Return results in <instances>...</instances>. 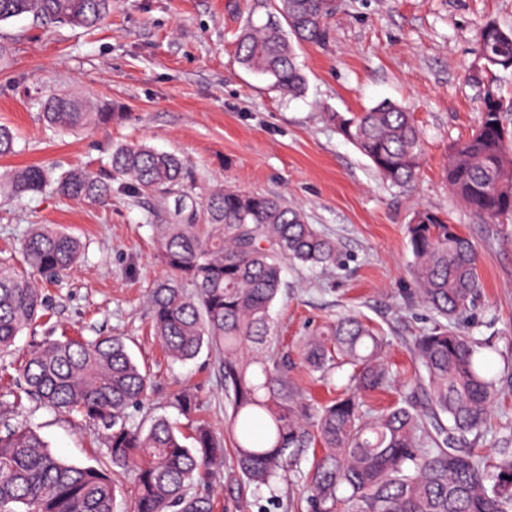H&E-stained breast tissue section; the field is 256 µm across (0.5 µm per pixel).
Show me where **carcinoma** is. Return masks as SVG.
<instances>
[{
	"label": "carcinoma",
	"mask_w": 512,
	"mask_h": 512,
	"mask_svg": "<svg viewBox=\"0 0 512 512\" xmlns=\"http://www.w3.org/2000/svg\"><path fill=\"white\" fill-rule=\"evenodd\" d=\"M331 8V0H273L274 19L238 35L239 63L272 77L290 96L303 93L295 43L325 42ZM111 12L112 0H0V21L31 15L90 27ZM477 52L512 64V31L484 24ZM484 101L497 109L482 111L476 130L452 147L445 180L466 208L493 223L512 214V130L505 123L512 104ZM113 116L111 107H94L78 94L49 96L43 112L60 133L109 125ZM327 118L386 180L402 186L417 180L423 137L404 108L382 102ZM15 153L14 135L0 126V157ZM115 179L130 197L175 196L177 221L153 225L158 256L172 272L149 295L153 329L174 361L192 360L205 347L224 354L228 426L237 431L236 461L247 481L269 485L319 446L322 453L306 474L309 512H512V448L492 456L471 448L488 430L502 377L490 369L497 350L459 328L482 282L476 246L458 225L423 210L407 226L411 298L440 322L416 337L418 373L398 401L379 411L366 404L393 378L383 357L386 340L345 314L316 331L301 352L308 372L322 381L350 368L349 387L315 405L289 380L288 360L270 348L271 312L285 265L338 268L336 241L277 195L216 188L187 204L192 178L184 162L142 143L114 147L108 167L97 171L55 177L31 165L0 173V184L16 197L50 184L63 197L94 203L112 198ZM24 252L37 274L59 277L77 266L81 243L41 224L27 235ZM43 311L40 288L1 260L0 354L10 352ZM20 376L16 400L25 396L80 416L101 431L105 462L67 463L33 428L6 424L0 512H114L117 477L128 471L135 483L132 512H211L209 496L190 489L223 463L224 442L199 424L189 447L166 418L147 428L132 418L130 410L146 403L149 381L121 337L45 338L29 351Z\"/></svg>",
	"instance_id": "carcinoma-1"
}]
</instances>
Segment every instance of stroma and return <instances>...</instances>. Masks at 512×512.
Masks as SVG:
<instances>
[{"label": "stroma", "mask_w": 512, "mask_h": 512, "mask_svg": "<svg viewBox=\"0 0 512 512\" xmlns=\"http://www.w3.org/2000/svg\"><path fill=\"white\" fill-rule=\"evenodd\" d=\"M270 0H112V16L86 30L29 17L0 22V125L12 130L17 154L0 171L45 164L54 172L99 169L113 147L130 141L172 152L195 177L194 198L214 187L276 194L309 223L336 239L343 264L314 274L288 266L273 306V343L289 357L300 393L329 398L299 363L298 352L319 324L358 312L387 338L385 359L398 382L414 375L411 347L434 315L409 295L414 285L406 227L429 209L447 214L475 242L482 294L462 325L498 349L492 367L512 359V218L494 224L466 209L450 191L444 169L450 146L476 128L483 97L512 98V69L485 70L476 53L479 28L512 29V0H334L324 44L305 43L298 61L307 78L301 97L281 95L270 77L235 56L247 23H266ZM69 90L111 104L110 125L72 134L46 126L42 103ZM391 101L413 112L424 136L419 180L402 189L382 179L371 161L324 119ZM155 201L113 190L108 205L78 203L52 190L21 198L0 189V259L27 272L22 243L34 224H53L81 239L80 265L40 280L47 311L0 357V402L33 342L62 335L119 336L150 376L149 405L135 420L165 415L184 436L207 422L223 433L230 412L222 356L202 350L192 361L168 358L153 336L147 295L169 270L153 240ZM197 402L183 415L173 392ZM12 422L37 429L57 457L93 466L103 446L79 418L22 400ZM301 465L271 485L243 478L233 452L210 475L213 512H307Z\"/></svg>", "instance_id": "1"}]
</instances>
